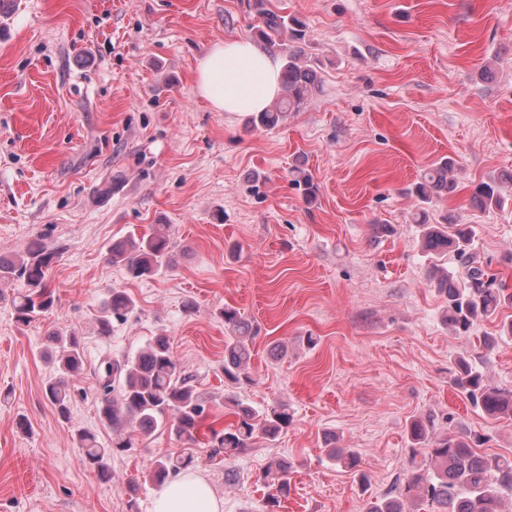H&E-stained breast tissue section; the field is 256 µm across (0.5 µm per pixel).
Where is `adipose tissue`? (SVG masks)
<instances>
[{
    "instance_id": "1",
    "label": "adipose tissue",
    "mask_w": 512,
    "mask_h": 512,
    "mask_svg": "<svg viewBox=\"0 0 512 512\" xmlns=\"http://www.w3.org/2000/svg\"><path fill=\"white\" fill-rule=\"evenodd\" d=\"M279 62L247 39L217 41L196 63L199 96L217 112L264 111L280 92ZM205 479L187 470L161 486L153 512H222Z\"/></svg>"
}]
</instances>
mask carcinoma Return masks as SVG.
I'll use <instances>...</instances> for the list:
<instances>
[{"label": "carcinoma", "mask_w": 512, "mask_h": 512, "mask_svg": "<svg viewBox=\"0 0 512 512\" xmlns=\"http://www.w3.org/2000/svg\"><path fill=\"white\" fill-rule=\"evenodd\" d=\"M271 0H251L248 7L260 17L254 34L263 46L282 57V91L270 107L252 118L256 127L274 129L288 112L299 111L319 87L318 64L303 57L285 43L305 38L302 22L270 8ZM455 162L444 158L426 170L414 184L412 194L419 209L414 221L420 227L422 248L432 257L454 252L466 254L474 237L469 224H460L452 216L430 222L427 206L441 195L454 191ZM471 201L483 209L504 207L507 196L500 179L480 181L472 185ZM110 261L124 267L133 278L155 276L163 268L174 265V243L168 224H155L150 232L134 234L112 243ZM53 262L52 254L34 241L27 254L17 258L0 256V285L19 281L26 289L13 299L16 320L28 324L54 306V292L48 283ZM428 279L446 300L444 319L457 334H466L480 317L493 315L505 294L504 285L497 282L482 265L471 262L464 273L452 272L436 263L428 269ZM134 303L129 295L112 290L105 302L106 316L98 321L102 335L110 332V317L121 318L131 311ZM224 325L230 332L224 345V382L229 391L224 403L230 407L233 420L222 429L209 428L207 444L213 454L235 457L258 440L272 441L292 423L288 405L276 404L263 412L238 399L235 390L254 382L251 342L254 331L241 313L226 306L221 311ZM59 348L57 375L44 385V395L60 417L69 418V383L78 375L83 362V350L77 336L56 332L52 336ZM101 394L98 415L101 423L114 434L112 444L103 446L91 432L78 433V442L85 462L97 471L100 480H112L108 464L112 454L133 447L136 433L150 436L161 425L169 424L170 434L187 444L198 441L201 422L205 419L204 405L196 395L192 376L186 373L173 354L168 339L159 336L135 356L123 362L107 360L98 368ZM454 388L486 416L512 419V390L491 384L482 372L462 362L452 380ZM408 439L413 454L423 459L413 465L406 481L395 493L368 502L365 512H410L417 503H426L430 512H505L503 504L512 502V456L481 455L476 451L482 439L464 431L434 436L430 418H415L410 422ZM328 457L336 464L354 469L357 455L351 450L331 448ZM192 456L174 453L151 462L147 478L163 484L170 476L189 467ZM288 462L273 458L265 466L260 479L272 493L266 499L267 512H278L282 500L288 498Z\"/></svg>", "instance_id": "1"}]
</instances>
